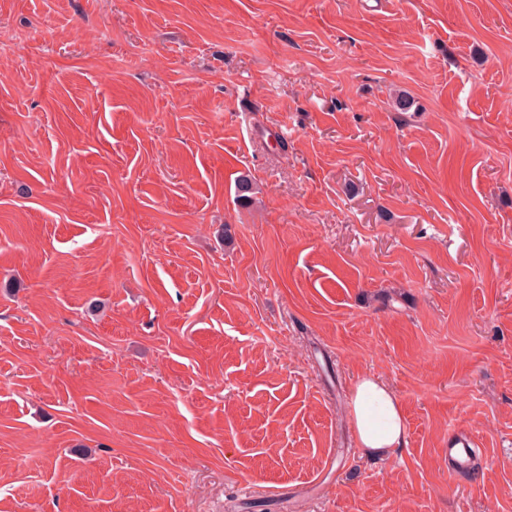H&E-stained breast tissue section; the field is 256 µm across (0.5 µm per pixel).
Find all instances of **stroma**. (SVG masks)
Returning a JSON list of instances; mask_svg holds the SVG:
<instances>
[{
    "label": "stroma",
    "instance_id": "1",
    "mask_svg": "<svg viewBox=\"0 0 512 512\" xmlns=\"http://www.w3.org/2000/svg\"><path fill=\"white\" fill-rule=\"evenodd\" d=\"M0 512H512V0H0ZM349 416L365 454L385 456L406 446V420L400 401L380 378L371 374L359 378Z\"/></svg>",
    "mask_w": 512,
    "mask_h": 512
}]
</instances>
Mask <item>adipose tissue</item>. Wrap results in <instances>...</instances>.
Instances as JSON below:
<instances>
[{"mask_svg":"<svg viewBox=\"0 0 512 512\" xmlns=\"http://www.w3.org/2000/svg\"><path fill=\"white\" fill-rule=\"evenodd\" d=\"M349 416L365 454L385 456L406 446V420L400 401L380 378L371 374L359 378Z\"/></svg>","mask_w":512,"mask_h":512,"instance_id":"obj_1","label":"adipose tissue"}]
</instances>
